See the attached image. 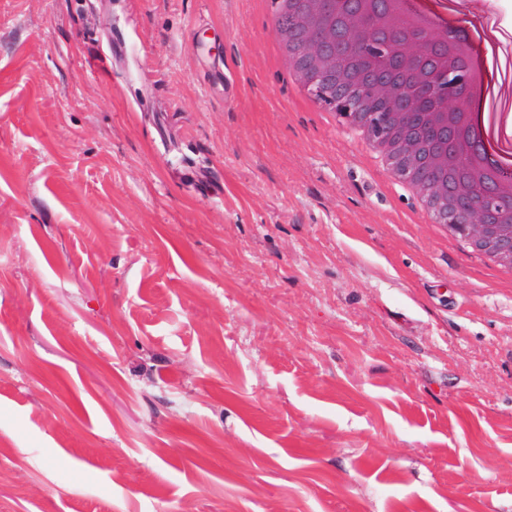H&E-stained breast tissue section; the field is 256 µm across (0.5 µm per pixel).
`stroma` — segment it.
<instances>
[{
  "label": "stroma",
  "mask_w": 512,
  "mask_h": 512,
  "mask_svg": "<svg viewBox=\"0 0 512 512\" xmlns=\"http://www.w3.org/2000/svg\"><path fill=\"white\" fill-rule=\"evenodd\" d=\"M0 512H512V272L264 0H0ZM270 5L273 19V27L275 30L274 38L277 50L282 60L288 64V71L295 79L298 86V93L307 97L310 102L319 110L331 112L337 117L338 122L354 129L360 139L368 143L380 158L385 170L395 180L401 182L405 189L418 199L421 216L425 222L444 224V221L437 214L436 208L426 199L421 197V187L418 183L409 180H400L396 175V162L389 156L385 145L381 140L371 135L362 122H356L353 118H346L340 114L339 109L328 105L322 99L314 97L309 87L300 82L298 72L305 68V60L299 50L294 47L292 38V30L297 15L302 11L304 0H269L266 1ZM288 60V62H287ZM310 94V95H308ZM336 112V113H335Z\"/></svg>",
  "instance_id": "obj_1"
}]
</instances>
